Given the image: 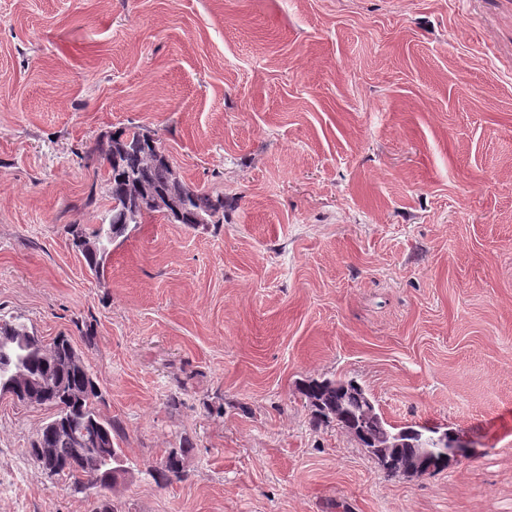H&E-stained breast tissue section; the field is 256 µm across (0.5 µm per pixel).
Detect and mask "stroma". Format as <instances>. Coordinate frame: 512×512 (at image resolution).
I'll return each instance as SVG.
<instances>
[{
	"mask_svg": "<svg viewBox=\"0 0 512 512\" xmlns=\"http://www.w3.org/2000/svg\"><path fill=\"white\" fill-rule=\"evenodd\" d=\"M129 127L224 221L130 225L98 279ZM0 317L69 337L126 471L49 475L54 408L2 395L0 512H512V0H0ZM312 378L469 451L388 475ZM183 450L184 448H180V453H178V451H171L161 468L155 469L152 472V477L157 484L166 485L170 483L173 478L180 477L182 472L181 454Z\"/></svg>",
	"mask_w": 512,
	"mask_h": 512,
	"instance_id": "stroma-1",
	"label": "stroma"
}]
</instances>
